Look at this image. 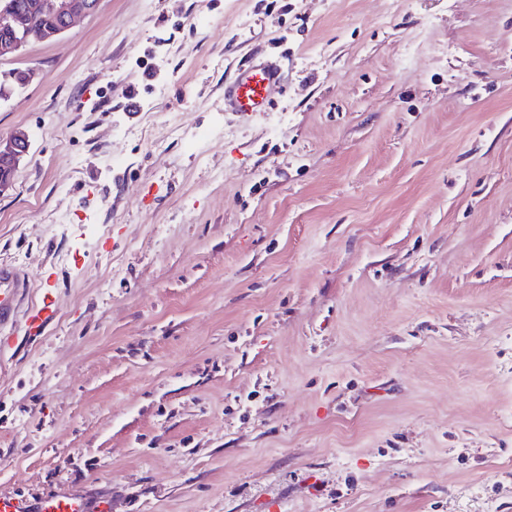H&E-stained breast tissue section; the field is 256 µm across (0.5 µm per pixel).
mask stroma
Returning <instances> with one entry per match:
<instances>
[{
	"instance_id": "35a3bbf8",
	"label": "stroma",
	"mask_w": 512,
	"mask_h": 512,
	"mask_svg": "<svg viewBox=\"0 0 512 512\" xmlns=\"http://www.w3.org/2000/svg\"><path fill=\"white\" fill-rule=\"evenodd\" d=\"M0 71V263L57 307L0 494L512 512V0H99ZM282 73L276 65L265 64L239 71L224 87V101L230 112H262L267 106L270 86L280 83ZM28 149L29 140L25 133H16L6 140L0 138V193L11 185L10 175Z\"/></svg>"
}]
</instances>
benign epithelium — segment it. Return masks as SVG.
I'll return each mask as SVG.
<instances>
[{
  "instance_id": "benign-epithelium-1",
  "label": "benign epithelium",
  "mask_w": 512,
  "mask_h": 512,
  "mask_svg": "<svg viewBox=\"0 0 512 512\" xmlns=\"http://www.w3.org/2000/svg\"><path fill=\"white\" fill-rule=\"evenodd\" d=\"M99 0H37L32 13L17 5L16 0H0V58L18 52L32 41H44L68 31L75 20L94 12ZM49 20L37 27L34 14ZM29 140L19 132L4 140L0 138V192L11 185V173L27 154Z\"/></svg>"
}]
</instances>
